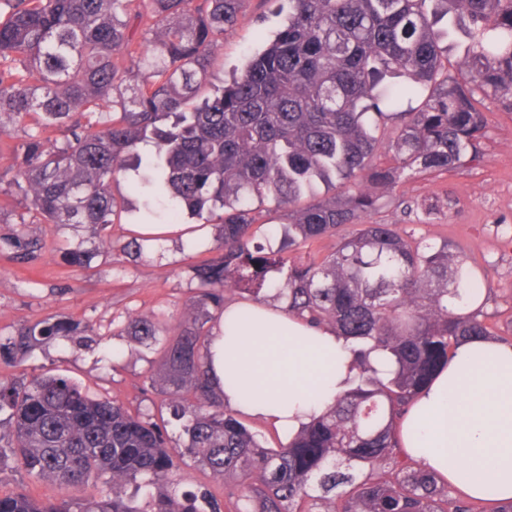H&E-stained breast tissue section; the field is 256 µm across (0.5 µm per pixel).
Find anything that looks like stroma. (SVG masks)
I'll use <instances>...</instances> for the list:
<instances>
[{
    "mask_svg": "<svg viewBox=\"0 0 512 512\" xmlns=\"http://www.w3.org/2000/svg\"><path fill=\"white\" fill-rule=\"evenodd\" d=\"M287 17L278 0H249L238 23L224 33L208 89L222 87ZM486 116L478 161L442 175H415L395 190L397 197L422 206L441 203L442 211L420 220L391 207L372 220L400 225L419 238H447L463 251L483 275L486 321L496 327L512 318V112L491 102ZM24 211L18 202L0 218V336L47 318L70 319L86 325L92 342L79 346L54 339L15 365L0 362V375L18 380L65 369L95 393L151 408L153 394L143 388V373L155 353L122 329L135 314L177 323L194 294L189 267L198 252L213 247L215 227L205 229L197 243L172 236L133 257L121 250L129 240L125 225L108 228L114 248L106 251L77 227L19 223ZM17 237L39 243L35 260H16L12 241ZM79 245L93 254L89 267L71 262L68 251Z\"/></svg>",
    "mask_w": 512,
    "mask_h": 512,
    "instance_id": "stroma-1",
    "label": "stroma"
}]
</instances>
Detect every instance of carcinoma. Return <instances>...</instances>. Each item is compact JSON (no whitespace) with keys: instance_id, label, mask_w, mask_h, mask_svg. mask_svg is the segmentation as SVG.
<instances>
[{"instance_id":"1","label":"carcinoma","mask_w":512,"mask_h":512,"mask_svg":"<svg viewBox=\"0 0 512 512\" xmlns=\"http://www.w3.org/2000/svg\"><path fill=\"white\" fill-rule=\"evenodd\" d=\"M288 2L269 45L206 94L246 0H0V135L26 130L0 173V214L20 198V223L81 227L110 250L102 231L123 212L112 182L146 164L156 197L218 228L190 265L197 291L176 326L132 315L124 327L158 354L146 383L159 417L65 375L0 381V467L14 461L55 490L0 495V512H479L407 453L397 426L458 344L511 345L512 320L492 331L480 279L448 240L368 218L402 177L476 160L486 101L512 111V0ZM457 28L472 38L465 81L442 64ZM381 151L396 165H374ZM320 183L332 194L305 199ZM335 236L331 252L293 257ZM228 293L283 301L355 357L336 404L275 448L205 377L208 324ZM84 332L23 325L0 357ZM375 351L392 363L385 375ZM188 460L222 496L168 484ZM90 484L102 490L82 495Z\"/></svg>"}]
</instances>
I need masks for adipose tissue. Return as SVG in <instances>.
Segmentation results:
<instances>
[{
	"label": "adipose tissue",
	"instance_id": "adipose-tissue-1",
	"mask_svg": "<svg viewBox=\"0 0 512 512\" xmlns=\"http://www.w3.org/2000/svg\"><path fill=\"white\" fill-rule=\"evenodd\" d=\"M249 321L235 324L241 311ZM250 372L230 382L241 365ZM211 390L226 408L262 420L282 440L331 408L355 373L333 329L312 327L274 304L230 302L206 342ZM408 452L423 468L455 481L465 496L512 498V346L460 344L444 371L412 402L400 423Z\"/></svg>",
	"mask_w": 512,
	"mask_h": 512
}]
</instances>
